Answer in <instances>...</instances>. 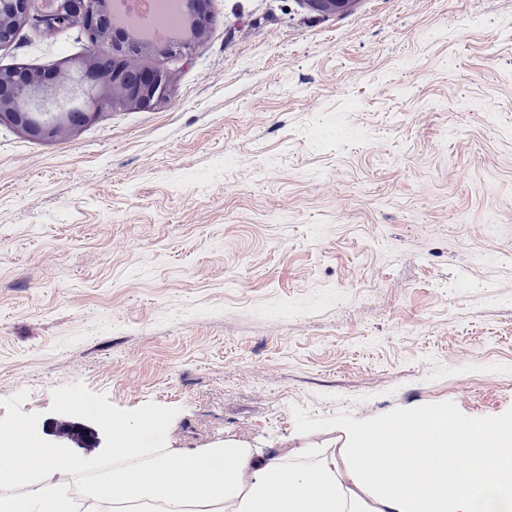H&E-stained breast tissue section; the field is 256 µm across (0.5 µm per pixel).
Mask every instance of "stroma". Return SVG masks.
Returning <instances> with one entry per match:
<instances>
[{
    "instance_id": "stroma-1",
    "label": "stroma",
    "mask_w": 512,
    "mask_h": 512,
    "mask_svg": "<svg viewBox=\"0 0 512 512\" xmlns=\"http://www.w3.org/2000/svg\"><path fill=\"white\" fill-rule=\"evenodd\" d=\"M159 110L0 124V436L262 453L512 422V0H213ZM80 27L0 67L72 71Z\"/></svg>"
}]
</instances>
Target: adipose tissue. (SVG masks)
Listing matches in <instances>:
<instances>
[{"label":"adipose tissue","instance_id":"ef3b65f1","mask_svg":"<svg viewBox=\"0 0 512 512\" xmlns=\"http://www.w3.org/2000/svg\"><path fill=\"white\" fill-rule=\"evenodd\" d=\"M156 417L112 427V464L0 450V512H512V425L457 428L438 415L346 432L339 447L264 455L245 443L170 455L141 448Z\"/></svg>","mask_w":512,"mask_h":512}]
</instances>
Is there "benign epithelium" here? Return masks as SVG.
Returning <instances> with one entry per match:
<instances>
[{
  "mask_svg": "<svg viewBox=\"0 0 512 512\" xmlns=\"http://www.w3.org/2000/svg\"><path fill=\"white\" fill-rule=\"evenodd\" d=\"M193 37L204 39L216 22L211 0H189ZM79 23L92 48H105L124 61L120 73L101 78L91 66L80 63L77 73L89 82L105 89V95L89 110H83L82 120L62 112L48 122L34 124L29 121L22 91L35 85L50 83L58 76L54 66L37 70L22 67L0 68V122L7 123L27 138L37 142H50L72 135L85 124L96 120L99 106L122 105L128 109L154 110L169 97L172 76L160 66H144L143 57L151 54L149 47L141 53L126 51L127 29L115 23L108 0L93 4L92 0H0V48L9 46L22 25L44 33H52ZM47 448H71L82 443L83 433L74 430L62 434L55 430Z\"/></svg>",
  "mask_w": 512,
  "mask_h": 512,
  "instance_id": "7a95c632",
  "label": "benign epithelium"
}]
</instances>
